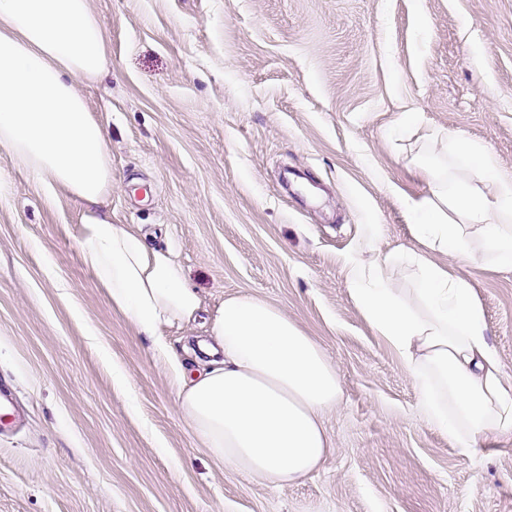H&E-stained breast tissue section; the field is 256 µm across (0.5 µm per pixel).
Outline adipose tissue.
<instances>
[{
  "label": "adipose tissue",
  "mask_w": 512,
  "mask_h": 512,
  "mask_svg": "<svg viewBox=\"0 0 512 512\" xmlns=\"http://www.w3.org/2000/svg\"><path fill=\"white\" fill-rule=\"evenodd\" d=\"M107 63L90 0H0V152L81 202L82 260L153 357L168 362L177 409L204 448L268 487L301 480L333 450L321 416L342 395L336 367L286 312L249 294L225 298L214 316L207 368L192 375L172 358L166 333L194 320L201 300L171 250L107 213L109 140L77 89ZM400 132L422 145L412 162L428 193L408 202L422 249L367 248L350 263L349 292L401 357L426 421L473 455L487 435L512 432V385L458 263L479 248L490 265L512 270V177L482 145L423 126L417 113H403ZM401 267L410 287L395 276Z\"/></svg>",
  "instance_id": "1"
}]
</instances>
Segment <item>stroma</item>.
Masks as SVG:
<instances>
[{"instance_id": "obj_1", "label": "stroma", "mask_w": 512, "mask_h": 512, "mask_svg": "<svg viewBox=\"0 0 512 512\" xmlns=\"http://www.w3.org/2000/svg\"><path fill=\"white\" fill-rule=\"evenodd\" d=\"M111 73L78 83L112 151L113 223L169 248L205 339L230 295L282 308L343 396L334 453L269 488L213 459L169 367L78 249L81 203L0 154V383L25 412L0 436V512H512V433L461 454L348 291L373 225L418 249L427 193L401 112L483 144L512 173V0H90ZM512 382V271L462 262Z\"/></svg>"}]
</instances>
